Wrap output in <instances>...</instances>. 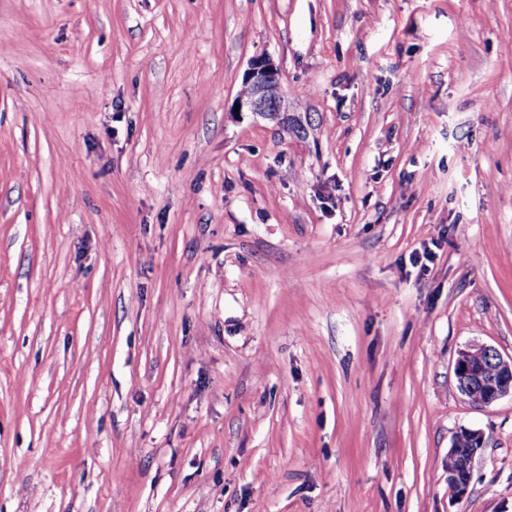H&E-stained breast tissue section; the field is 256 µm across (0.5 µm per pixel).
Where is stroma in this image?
<instances>
[{
  "mask_svg": "<svg viewBox=\"0 0 512 512\" xmlns=\"http://www.w3.org/2000/svg\"><path fill=\"white\" fill-rule=\"evenodd\" d=\"M474 342L512 355V0H0V512H512ZM246 94L237 97L239 111L274 117L281 110V91L277 69L266 57L252 60L244 78ZM484 352L495 358L493 373L494 365L485 356H478V360L483 361L488 374L474 360L478 353ZM455 375L459 391L476 405H489L507 395L512 397V356L505 358L492 346L482 343L466 346L459 352ZM466 445V448H463ZM484 446V434L479 430L461 429L453 440V445L449 450V454L460 457L448 455V485L458 496H463L467 493L473 473V462L478 451ZM464 454H460V453ZM461 460L460 475L456 471L459 469Z\"/></svg>",
  "mask_w": 512,
  "mask_h": 512,
  "instance_id": "obj_1",
  "label": "stroma"
}]
</instances>
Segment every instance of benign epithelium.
Wrapping results in <instances>:
<instances>
[{
	"label": "benign epithelium",
	"mask_w": 512,
	"mask_h": 512,
	"mask_svg": "<svg viewBox=\"0 0 512 512\" xmlns=\"http://www.w3.org/2000/svg\"><path fill=\"white\" fill-rule=\"evenodd\" d=\"M247 93L237 97L239 110L262 117H274L281 110V91L277 69L269 59L259 56L252 60L244 78ZM495 358L492 374L484 372L474 360L479 353ZM459 391L476 405H489L507 395L512 396V356L503 357L495 348L472 343L459 352L455 363ZM484 446V434L479 430L462 429L449 450L461 455V472L448 473V485L459 496L467 493L473 473V462Z\"/></svg>",
	"instance_id": "1"
}]
</instances>
